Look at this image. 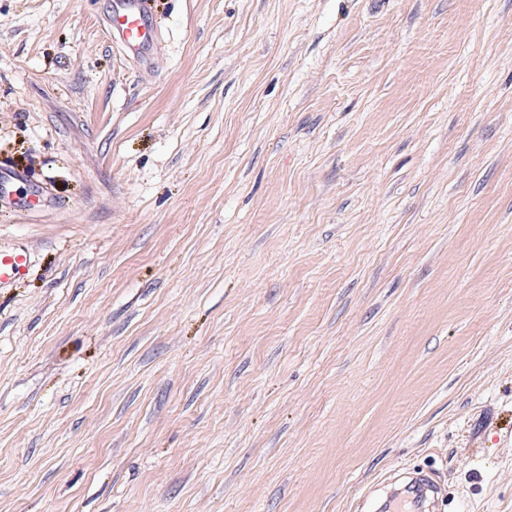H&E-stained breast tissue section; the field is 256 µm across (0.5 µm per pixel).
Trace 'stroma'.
Segmentation results:
<instances>
[{"label": "stroma", "instance_id": "stroma-1", "mask_svg": "<svg viewBox=\"0 0 512 512\" xmlns=\"http://www.w3.org/2000/svg\"><path fill=\"white\" fill-rule=\"evenodd\" d=\"M104 11L0 0V512H512V0ZM107 33L128 56L140 57L159 42L147 0H108ZM27 254L16 252L11 254L0 253V288L20 275L27 267ZM404 473L387 477L379 486L361 489L356 500L355 512H365L374 501V492L383 493L378 498L376 510L384 512L438 511L444 498L442 484L429 471L403 469ZM403 476L400 479V476ZM408 479L406 482H404ZM404 482V483H403Z\"/></svg>", "mask_w": 512, "mask_h": 512}]
</instances>
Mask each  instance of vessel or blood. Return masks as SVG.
<instances>
[{
	"instance_id": "b4317fda",
	"label": "vessel or blood",
	"mask_w": 512,
	"mask_h": 512,
	"mask_svg": "<svg viewBox=\"0 0 512 512\" xmlns=\"http://www.w3.org/2000/svg\"><path fill=\"white\" fill-rule=\"evenodd\" d=\"M106 26L111 41L134 58L159 42L147 0H109ZM27 262L26 253H0V287L20 275ZM443 498L442 485L431 472L408 470L387 477L379 490H360L354 512H368L373 506L379 512H437Z\"/></svg>"
}]
</instances>
